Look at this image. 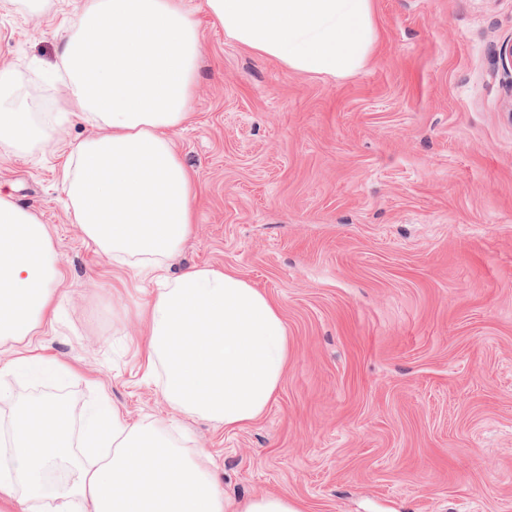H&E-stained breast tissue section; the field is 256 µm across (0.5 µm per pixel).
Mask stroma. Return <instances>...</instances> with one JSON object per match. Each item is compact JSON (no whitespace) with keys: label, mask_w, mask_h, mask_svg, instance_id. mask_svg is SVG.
I'll list each match as a JSON object with an SVG mask.
<instances>
[{"label":"stroma","mask_w":512,"mask_h":512,"mask_svg":"<svg viewBox=\"0 0 512 512\" xmlns=\"http://www.w3.org/2000/svg\"><path fill=\"white\" fill-rule=\"evenodd\" d=\"M81 3L0 8V66L15 69L0 107L55 112L67 89L43 75ZM189 5L203 58L172 139L199 189L170 271L263 291L288 328L283 382L243 430L173 415L142 350L154 282L116 269L65 209L63 163L92 132L76 120L55 147L0 154V192L48 224L65 273L43 353L69 368L0 377V433L13 402L51 394L77 436L105 398L170 420L233 499L512 512V0H375L380 44L344 78L258 57Z\"/></svg>","instance_id":"35a3bbf8"}]
</instances>
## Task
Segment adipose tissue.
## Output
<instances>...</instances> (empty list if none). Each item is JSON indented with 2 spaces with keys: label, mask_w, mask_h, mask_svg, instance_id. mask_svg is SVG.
<instances>
[{
  "label": "adipose tissue",
  "mask_w": 512,
  "mask_h": 512,
  "mask_svg": "<svg viewBox=\"0 0 512 512\" xmlns=\"http://www.w3.org/2000/svg\"><path fill=\"white\" fill-rule=\"evenodd\" d=\"M224 34L309 76L362 69L379 41L374 0H205ZM203 47L185 0H83L62 36L54 75L69 88L59 108L92 134L67 156L63 190L74 223L114 266L161 272L143 304V344L177 414L242 430L270 406L288 365L278 307L238 274L192 267L167 275L196 222L197 181L170 136L191 116ZM63 139L54 117L0 109V151ZM64 280L46 224L0 194V347L6 372L35 380L63 372L42 355ZM0 499L52 497L68 512H305L285 495L225 497L203 454L181 457L167 420L128 423L104 406L73 440L55 396L14 403ZM73 459L71 478L45 474Z\"/></svg>",
  "instance_id": "obj_1"
}]
</instances>
